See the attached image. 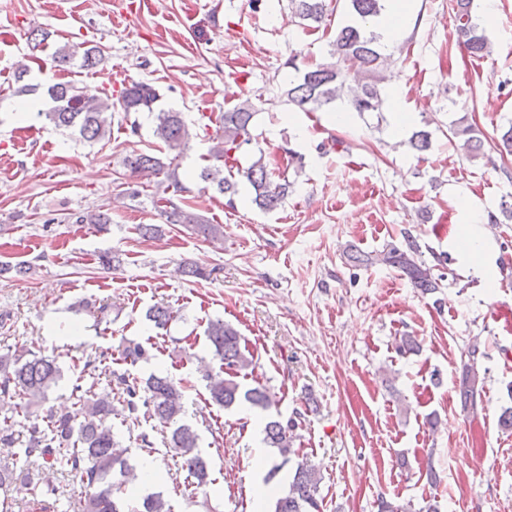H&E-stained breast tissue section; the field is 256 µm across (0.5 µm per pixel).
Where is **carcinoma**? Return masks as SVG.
Segmentation results:
<instances>
[{"label":"carcinoma","mask_w":512,"mask_h":512,"mask_svg":"<svg viewBox=\"0 0 512 512\" xmlns=\"http://www.w3.org/2000/svg\"><path fill=\"white\" fill-rule=\"evenodd\" d=\"M293 13L305 26L317 29L325 21L326 0H290ZM351 23L341 27L330 43L331 61L305 70L288 81L283 90L286 101L304 112H320L341 97H347L355 112H379L383 98L379 83L381 72L390 56L380 52L379 35L372 29L371 21L383 9V0H347ZM455 32L458 43L477 59L490 55L491 46L479 18L473 13L472 0H454L452 4ZM101 49L64 44L53 53L55 66L65 68L75 61L80 67L92 69L101 61ZM30 72L20 65L15 72L18 96L41 95L51 106L37 112L58 128H67L79 134L87 142L106 139L111 133L112 112L119 110L124 119L133 113L147 112L153 117L154 136L163 144L165 158L147 153H133L123 159L130 176L164 173L174 192L183 191L177 160L189 147L192 133L182 113L157 107L159 91L152 85L133 81L125 86L117 97L92 99L84 96L70 82H56L41 87L25 82ZM258 109L251 99L239 101L218 116L220 135L210 149L216 160L213 165L201 169L200 179L218 194L224 196L225 205L234 207L239 181H246L252 189V202L261 210L274 211L288 197L293 182L286 176H277L269 168L264 154L252 163L234 167L237 152L250 141V126ZM451 137L461 142L462 150L469 159L485 154L483 132L477 123L463 115L448 125ZM410 147L423 153L431 148V134L419 130L409 138ZM500 158L512 156V121L495 140ZM158 209L165 223L180 225L206 240L223 237L219 224H211L191 211L184 199L160 197ZM78 224H95L101 229L110 224L104 211L82 214L76 217ZM347 260L356 266L382 264L403 271L414 287L424 294H433L439 288L433 268L421 260L420 245L408 235L401 246L388 245L371 253L348 252ZM80 314L103 316L107 306L82 298L70 305ZM148 320L157 329H165L174 318V312L162 305L153 306L147 312ZM212 362L202 365V378L206 381L209 401L229 409L240 400L266 412L275 405L274 395L258 384L243 388L239 378L254 367V358L244 345L240 332L222 319L210 320L205 329ZM121 359L136 365L149 362L153 354L142 343L125 340L121 344ZM478 348L468 350V363L458 381L461 407L465 411L476 407L479 372ZM106 358L87 357L72 384L71 409L61 412L46 407L49 392L62 379L58 357L46 356L31 348L13 346L0 353V447L18 445L24 461L22 465L0 464V489L5 495L0 499V512H12V498L7 495L10 487L23 483L30 491V512H51L54 504L47 500L48 493L40 489L35 473L38 463L59 465L75 474L84 488L79 500L78 512H171V506L160 492L150 493L135 501L127 496V484L136 476V466L129 463L128 451L120 447L112 429V417L120 416L125 422L136 425L141 421L154 422L170 430L168 448L180 455L183 466L193 484L201 488L211 483L209 465L199 454L198 433L190 424L183 422L185 405L180 383L167 373H151L145 379L130 378L116 370H108L115 377L117 397L112 390L100 391L97 383H85L86 377H94L99 365ZM298 422L290 417L287 421L272 418L263 428L264 442L278 451L280 462L269 470L266 481L273 480L288 464V489L272 503V512H321L323 500L319 499L321 474L304 461H292L298 456L294 448Z\"/></svg>","instance_id":"carcinoma-1"}]
</instances>
